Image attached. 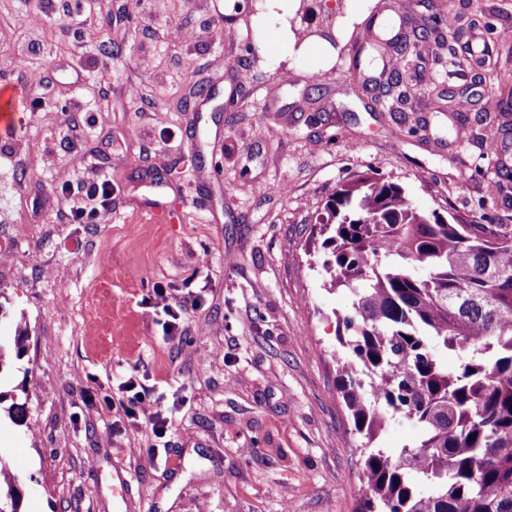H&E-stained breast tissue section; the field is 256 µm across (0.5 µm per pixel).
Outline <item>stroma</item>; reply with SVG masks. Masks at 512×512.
<instances>
[{
  "label": "stroma",
  "instance_id": "1",
  "mask_svg": "<svg viewBox=\"0 0 512 512\" xmlns=\"http://www.w3.org/2000/svg\"><path fill=\"white\" fill-rule=\"evenodd\" d=\"M401 12L403 40L354 68ZM511 90L512 0H0V463L20 512H356L352 297L317 218L373 171L419 209L512 227ZM66 171L111 179L94 223L55 197ZM157 285L202 293L186 336ZM131 375L162 437L105 405Z\"/></svg>",
  "mask_w": 512,
  "mask_h": 512
}]
</instances>
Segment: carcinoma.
Segmentation results:
<instances>
[{"label":"carcinoma","mask_w":512,"mask_h":512,"mask_svg":"<svg viewBox=\"0 0 512 512\" xmlns=\"http://www.w3.org/2000/svg\"><path fill=\"white\" fill-rule=\"evenodd\" d=\"M324 210L329 286L355 296L336 323L354 356L339 389L364 438L356 512H512V232L422 211L368 174ZM395 417L419 435L389 453L373 443ZM0 482V512H19L1 463Z\"/></svg>","instance_id":"cac0c4a2"}]
</instances>
